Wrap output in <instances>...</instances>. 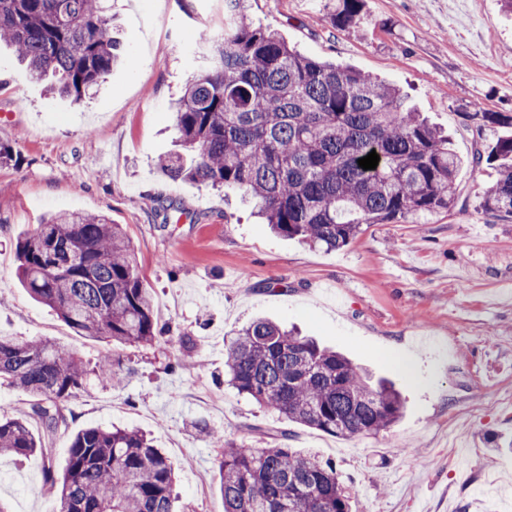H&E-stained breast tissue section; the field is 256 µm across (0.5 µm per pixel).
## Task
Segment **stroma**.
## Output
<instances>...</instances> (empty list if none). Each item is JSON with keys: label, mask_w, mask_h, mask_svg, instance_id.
<instances>
[{"label": "stroma", "mask_w": 512, "mask_h": 512, "mask_svg": "<svg viewBox=\"0 0 512 512\" xmlns=\"http://www.w3.org/2000/svg\"><path fill=\"white\" fill-rule=\"evenodd\" d=\"M122 62L93 98L50 96L0 50V336L52 339L86 368L105 354L121 385L88 377L47 433L29 398L0 386V416L27 418L53 461L0 456L10 512H57L46 468H62L90 425L138 428L176 468L179 505L224 512L219 448H292L333 463L352 512H512V220L486 213L495 178L475 152L501 132L474 110L512 113V15L501 0H365L360 24L336 29V0H248L254 22L301 53L400 85L446 130L464 164L455 207L427 224H373L326 250L273 234L235 189L163 177L176 151L173 105L197 71L200 32L224 33V0H111ZM182 212L165 224L159 202ZM123 225L167 329L152 346L79 335L16 279L19 235L61 211ZM304 335L393 381L401 420L378 437L334 436L281 418L224 381V343L256 317Z\"/></svg>", "instance_id": "1"}]
</instances>
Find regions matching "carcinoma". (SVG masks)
Here are the masks:
<instances>
[{"instance_id":"obj_1","label":"carcinoma","mask_w":512,"mask_h":512,"mask_svg":"<svg viewBox=\"0 0 512 512\" xmlns=\"http://www.w3.org/2000/svg\"><path fill=\"white\" fill-rule=\"evenodd\" d=\"M362 0H338L334 24L361 21ZM229 27L187 83L175 113L181 151L160 159L163 176L236 188L270 229L336 250L365 224H427L455 203L462 164L448 135L429 124L399 87L348 65L303 55L255 24L243 0H224ZM0 43L14 49L48 91L81 101L120 59L105 0H0ZM512 128V113H474ZM376 151V169L358 159ZM488 158L496 177L482 194L490 214L512 217V135ZM23 288L71 328L116 344L152 345L163 335L122 225L102 214L51 215L16 241ZM228 382L285 419L340 437L376 436L402 415L399 392L343 354L278 323L257 318L225 352ZM88 371L69 348L0 337V385L32 397V414L56 429L60 405L86 385ZM102 384L123 379L103 356ZM221 449L224 512H351L333 465L291 448ZM19 419H0V455L42 452ZM59 512H174L173 464L137 428L87 427L73 437Z\"/></svg>"}]
</instances>
